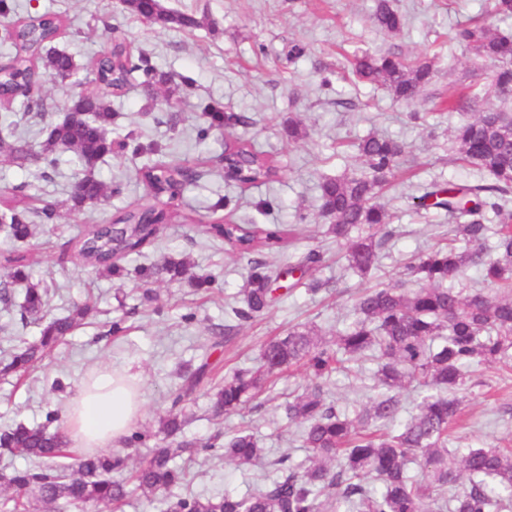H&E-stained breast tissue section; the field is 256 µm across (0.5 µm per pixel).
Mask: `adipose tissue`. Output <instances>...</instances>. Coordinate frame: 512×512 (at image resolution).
<instances>
[{
  "label": "adipose tissue",
  "mask_w": 512,
  "mask_h": 512,
  "mask_svg": "<svg viewBox=\"0 0 512 512\" xmlns=\"http://www.w3.org/2000/svg\"><path fill=\"white\" fill-rule=\"evenodd\" d=\"M144 400L130 370L106 369L82 380L66 407L65 431L75 453L122 442L141 415Z\"/></svg>",
  "instance_id": "obj_1"
}]
</instances>
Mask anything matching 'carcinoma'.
Wrapping results in <instances>:
<instances>
[{
	"label": "carcinoma",
	"instance_id": "1",
	"mask_svg": "<svg viewBox=\"0 0 512 512\" xmlns=\"http://www.w3.org/2000/svg\"><path fill=\"white\" fill-rule=\"evenodd\" d=\"M123 8L160 30L192 31L202 26L193 14L167 8L162 0H123ZM374 19L386 31H396L403 18L390 0H377ZM61 27L59 18L42 14L37 25L15 24L0 37V48L13 54L11 65L0 71V92L9 103L25 112L39 113L44 104L25 95L26 86L70 81L83 69L74 56L52 46ZM454 40L472 56L496 64L497 88L512 86V37L492 32L475 22L459 26ZM156 91L172 93L175 80L157 70L148 56H133L117 43L96 59L91 74L96 90L80 92L65 106V117L52 125L35 154L48 176L66 154L84 170L68 199L74 212L97 208L121 191L95 175L97 164L112 154L113 146L134 154L160 150L128 135L112 140L114 112L109 97L121 90L132 74ZM353 73L362 80L380 81L392 96L410 101L433 75L427 60L408 61L394 55H358ZM207 126L198 130L203 140L224 127V112L215 105L204 108ZM10 113H0V150L13 159H24L27 150L7 142L12 136ZM460 160L487 176L482 183L450 181L435 184L420 196V206L448 214L454 225L458 248L450 242L418 256L406 267L407 288L374 286L363 289L355 300L356 320L322 343L314 327L299 325L288 335L262 344V363L257 368H239L215 387L217 412L232 413L249 402L284 366L302 364L318 383L296 395L286 405L288 422L302 427L301 440L308 455L300 463L283 456L273 462L282 472L248 496L226 493L202 497L185 494L174 504L176 512H496L512 504V448L448 447L450 429L461 413L459 393L476 365L506 364L512 360V115L478 112L463 118L454 129ZM366 172L360 176L328 179L320 186V208L332 220L329 230L347 242L346 260L353 272L365 276L375 267L389 233L382 232L388 214L372 203L388 183L404 153L398 142L369 136L359 144ZM229 180L239 185L259 186L278 177L273 160L244 142L229 146ZM200 172L180 164L147 166L141 179L149 188L150 203L124 209L107 224H96L76 238L77 261L100 274L122 276L120 261L139 254L169 223L171 204L181 200V187ZM55 211L44 208L33 218L26 196L4 202L0 224L16 241L33 238L36 220H52ZM205 233L220 239L249 258L251 269L243 306L232 309L235 318L248 322L271 307L275 289L266 264L252 258L283 241L276 227L242 224H208ZM321 262L309 252L283 274L293 277L290 287H305L314 294L320 284L312 272ZM29 257L10 251L0 260L3 275L26 283L23 314L40 321L45 316L47 291L29 281ZM480 271L482 282L494 289L463 293L448 285L471 269ZM137 274L143 286L141 302L155 300L154 281H179L188 274V263L168 259L163 264L142 267ZM90 312L88 304L76 306L68 315L45 324L38 343L29 346L3 367V372H28L44 353L80 325ZM371 356L377 394L353 413L326 401L323 383L335 372H347V363ZM209 362L182 375L179 388L169 395L170 407L161 419L168 436L181 432L185 420L180 405L200 386ZM418 390L417 414L399 421L401 392ZM0 448L11 455L27 457L34 466L0 474V487L12 490L11 512H41L40 507L61 508L79 504L116 505L133 486L149 500L180 487L194 461L192 443L157 448L140 465L130 468L119 455L99 452L74 457L60 431L42 425L21 423L0 432ZM239 465H250L263 456L255 435L238 431L224 446L213 449ZM426 473L412 474V464Z\"/></svg>",
	"mask_w": 512,
	"mask_h": 512
}]
</instances>
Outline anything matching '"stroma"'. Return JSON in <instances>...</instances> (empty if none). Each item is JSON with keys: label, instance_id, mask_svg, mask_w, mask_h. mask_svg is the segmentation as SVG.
I'll return each instance as SVG.
<instances>
[{"label": "stroma", "instance_id": "1", "mask_svg": "<svg viewBox=\"0 0 512 512\" xmlns=\"http://www.w3.org/2000/svg\"><path fill=\"white\" fill-rule=\"evenodd\" d=\"M9 21L25 20L47 11L59 13L64 27L56 46L89 65L111 37L124 38L137 52L150 55L155 67L192 82L179 85L171 102L153 99L147 87L137 84L113 99V138L137 131L143 140L166 149L165 159L203 170L190 184L182 207L187 219L164 226L153 243L138 256L127 258L121 277H109L84 268L74 258L72 242L93 225L110 221L121 209L148 201L138 169L141 159L115 154L97 168L103 180H118L122 192L95 211L73 213L67 200L78 179L74 165L65 164L44 180L34 159L0 164V200L25 186L36 206L53 205L58 219L38 225L25 242L32 282L47 286V318L67 315L76 305L91 302L92 316L77 326L48 352L38 369L25 376L0 372V428L14 423L36 426L48 411H65L76 384L104 368L126 367L137 373L144 410L136 423L148 432L147 444L116 445L129 464L143 460L152 448L169 445L159 420L168 409V395L181 384L184 371L202 359L212 364L213 381L237 367L260 361L262 344L287 335L299 324L315 325L321 337L332 339L355 319L354 295L365 285H394L401 281L406 263L430 251L450 236L448 218L435 209L419 207L426 187L448 181L476 182L480 172L459 159L452 138L461 111L447 110L465 87L478 97L473 112L512 113V98L503 99L493 82L492 64L475 59L448 38L461 24L481 18L491 29L512 33V14L497 15L493 0H391L405 18L400 31L377 28L375 0H166L169 8L193 13L200 28L159 30L128 14L116 0H12ZM300 57L289 58L292 47ZM397 53L410 59H430L433 77L417 99L397 101L385 86L359 80L352 73L354 56ZM79 91L73 84L46 83L39 95L42 115L14 112L22 141L37 151L52 123ZM216 103L225 112L245 116L246 124L214 131L207 139L196 136L205 118L202 108ZM413 112L430 113L428 124L410 121ZM301 122L307 135L289 140V121ZM371 134L403 144L404 154L388 186L377 201L390 213L392 236L379 265L367 277L348 269L343 241L328 234L329 220L320 212L319 185L336 177L361 173L364 164L358 143ZM247 138L271 156L281 177L258 187H240L224 180L218 163L226 144ZM221 220L235 224H293L297 234L281 247L262 255L274 271L297 264L309 250H319L324 262L316 272L324 287L318 294L290 288L278 280L281 299L265 315L225 333L231 319L228 304L240 301L250 265L224 243L212 240L206 224ZM175 257L186 259L192 275L213 276L218 290L201 294L188 282H161L160 297L142 304L136 269ZM23 285L9 286L0 301V362L5 363L40 338V323L23 318ZM193 321H185V314ZM123 316L129 326L124 336L113 337L109 325ZM354 376L335 375L325 389L340 408L352 410L370 394L376 362L362 361ZM313 384L299 367L283 369L270 390L250 401L240 412L215 415L210 383L198 387L183 406L187 424L184 439L197 447L190 470L194 493L244 496L275 478L274 460L288 455L305 459L299 430L291 425L284 405L293 395ZM250 428L263 450L252 465L220 460L208 450L214 440H227L238 429ZM512 447V369L497 365L475 367L464 393L461 416L453 430V447L487 445Z\"/></svg>", "mask_w": 512, "mask_h": 512}]
</instances>
